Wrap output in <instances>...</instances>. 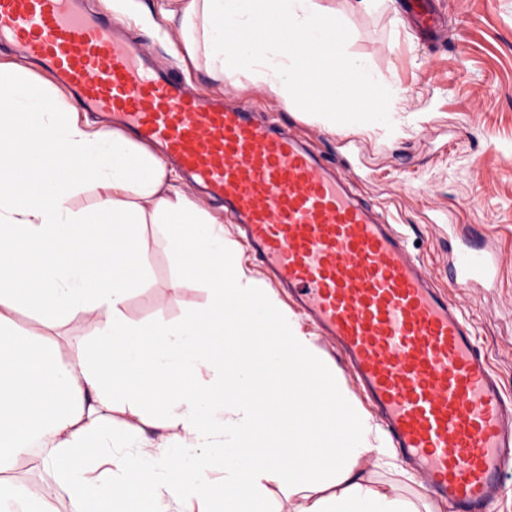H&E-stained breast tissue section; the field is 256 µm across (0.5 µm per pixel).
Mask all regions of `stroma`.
I'll return each instance as SVG.
<instances>
[{"label": "stroma", "mask_w": 512, "mask_h": 512, "mask_svg": "<svg viewBox=\"0 0 512 512\" xmlns=\"http://www.w3.org/2000/svg\"><path fill=\"white\" fill-rule=\"evenodd\" d=\"M404 2L318 0L336 21L344 56L397 91L389 112L342 111L332 129L264 89H242L232 77L219 85L183 70L146 12L151 0H132L124 21L155 64L185 76L198 92L279 114L352 181L360 198L404 225L425 275L474 323L512 395V0H434L447 20L439 36L412 27ZM146 235L150 285L131 294L126 315L174 321L201 311L204 285L191 281L171 290L173 255L155 225H147ZM465 239L493 248L492 283L466 287L452 280L449 265Z\"/></svg>", "instance_id": "1"}]
</instances>
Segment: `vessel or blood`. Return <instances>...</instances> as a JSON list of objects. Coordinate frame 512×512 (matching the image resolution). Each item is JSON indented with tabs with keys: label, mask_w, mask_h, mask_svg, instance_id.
I'll list each match as a JSON object with an SVG mask.
<instances>
[{
	"label": "vessel or blood",
	"mask_w": 512,
	"mask_h": 512,
	"mask_svg": "<svg viewBox=\"0 0 512 512\" xmlns=\"http://www.w3.org/2000/svg\"><path fill=\"white\" fill-rule=\"evenodd\" d=\"M409 8L422 30L442 27L425 0ZM114 25L84 0H0V44L50 71L85 111L159 146L222 203L286 302L336 341L387 446L450 512H491L512 489V399L405 230L302 137L188 91ZM495 268L483 246L459 244L455 281L487 284Z\"/></svg>",
	"instance_id": "b4317fda"
}]
</instances>
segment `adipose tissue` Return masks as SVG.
Returning a JSON list of instances; mask_svg holds the SVG:
<instances>
[{
    "label": "adipose tissue",
    "instance_id": "obj_1",
    "mask_svg": "<svg viewBox=\"0 0 512 512\" xmlns=\"http://www.w3.org/2000/svg\"><path fill=\"white\" fill-rule=\"evenodd\" d=\"M171 26L173 55L213 82L231 75L288 104L316 88L309 119L330 128L351 96L394 94L337 57L317 0H161L155 27ZM85 182L101 189L89 212L70 204ZM147 224L178 259L171 289L205 284L202 312L127 318L148 284ZM23 309L35 320L24 329ZM77 315L101 333L69 348L47 336ZM371 434L335 364L238 270L222 221L176 189L162 158L80 124L57 91L33 90L25 65L0 67L1 475L29 461L75 512H185L199 497L207 512H271V485L291 512H426L373 479L395 454ZM0 512L51 508L32 485L1 482Z\"/></svg>",
    "mask_w": 512,
    "mask_h": 512
}]
</instances>
